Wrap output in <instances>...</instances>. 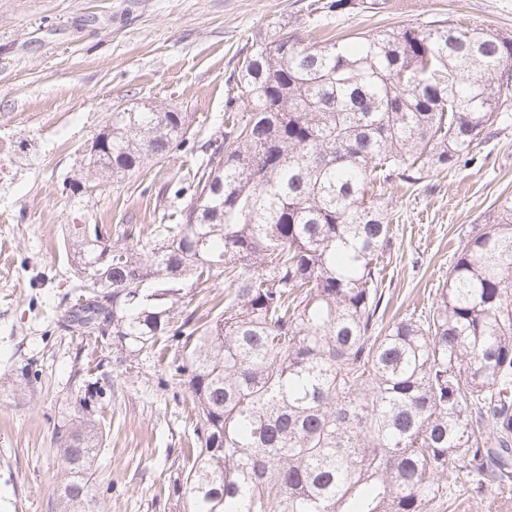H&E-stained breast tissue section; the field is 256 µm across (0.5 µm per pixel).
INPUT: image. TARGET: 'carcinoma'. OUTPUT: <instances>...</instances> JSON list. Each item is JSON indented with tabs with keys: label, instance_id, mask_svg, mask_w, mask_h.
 <instances>
[{
	"label": "carcinoma",
	"instance_id": "obj_1",
	"mask_svg": "<svg viewBox=\"0 0 512 512\" xmlns=\"http://www.w3.org/2000/svg\"><path fill=\"white\" fill-rule=\"evenodd\" d=\"M375 0H314L321 16ZM176 224L65 225L74 332L112 338L185 388V512H433L491 478L512 490V201L458 248L433 311L383 324L385 186L476 153L512 94V38L440 19L305 41L255 40ZM82 169L119 183L186 142L182 112L112 113ZM224 309L187 310L212 273ZM99 374L56 428L58 512H100Z\"/></svg>",
	"mask_w": 512,
	"mask_h": 512
}]
</instances>
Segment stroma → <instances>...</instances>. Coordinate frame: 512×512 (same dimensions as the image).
<instances>
[{
    "label": "stroma",
    "instance_id": "obj_1",
    "mask_svg": "<svg viewBox=\"0 0 512 512\" xmlns=\"http://www.w3.org/2000/svg\"><path fill=\"white\" fill-rule=\"evenodd\" d=\"M311 0H0V512H57L66 476L55 428L72 413L84 369L111 384L112 492L101 512H182L172 465L193 436L184 404L148 365L61 327L72 277L68 224L176 223L166 186L192 175L219 144L224 109L255 35L288 24L303 38L454 19L512 36V0H417L404 12L343 14L314 27ZM120 108L187 115L186 143L123 182L72 191L81 152ZM512 199V109L476 161L394 185L387 316L429 311L457 248L488 211Z\"/></svg>",
    "mask_w": 512,
    "mask_h": 512
}]
</instances>
